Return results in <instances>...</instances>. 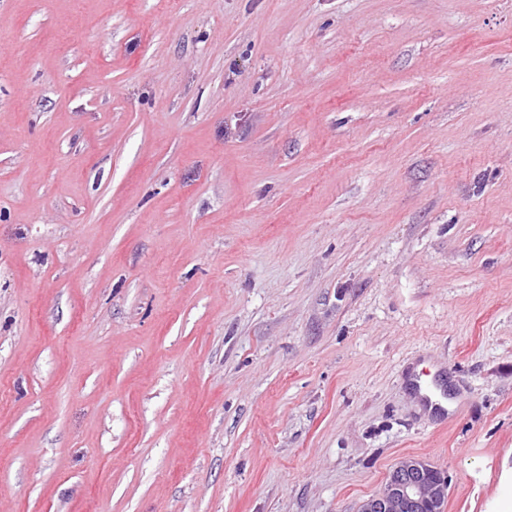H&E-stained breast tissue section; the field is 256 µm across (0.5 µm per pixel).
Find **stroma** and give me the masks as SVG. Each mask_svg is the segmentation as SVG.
Segmentation results:
<instances>
[{"instance_id":"1","label":"stroma","mask_w":512,"mask_h":512,"mask_svg":"<svg viewBox=\"0 0 512 512\" xmlns=\"http://www.w3.org/2000/svg\"><path fill=\"white\" fill-rule=\"evenodd\" d=\"M406 457L502 512L512 0H0V512H357Z\"/></svg>"}]
</instances>
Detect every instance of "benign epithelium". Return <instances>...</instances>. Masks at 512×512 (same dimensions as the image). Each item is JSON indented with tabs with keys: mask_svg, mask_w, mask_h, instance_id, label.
Wrapping results in <instances>:
<instances>
[{
	"mask_svg": "<svg viewBox=\"0 0 512 512\" xmlns=\"http://www.w3.org/2000/svg\"><path fill=\"white\" fill-rule=\"evenodd\" d=\"M448 476L424 458L408 457L393 469L382 490L358 512H443Z\"/></svg>",
	"mask_w": 512,
	"mask_h": 512,
	"instance_id": "7a95c632",
	"label": "benign epithelium"
}]
</instances>
